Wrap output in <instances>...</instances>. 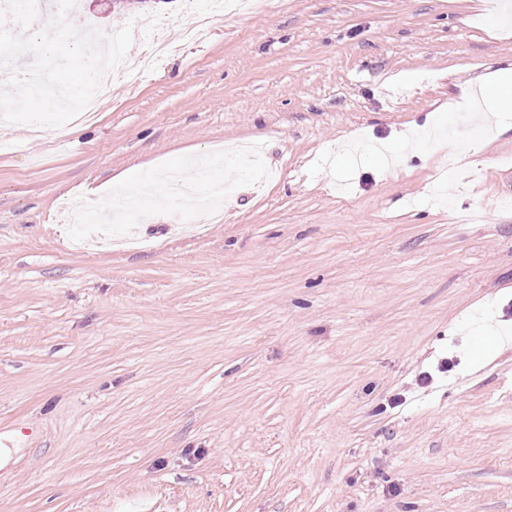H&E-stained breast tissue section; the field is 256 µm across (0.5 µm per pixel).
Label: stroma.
Masks as SVG:
<instances>
[{
    "instance_id": "obj_1",
    "label": "stroma",
    "mask_w": 512,
    "mask_h": 512,
    "mask_svg": "<svg viewBox=\"0 0 512 512\" xmlns=\"http://www.w3.org/2000/svg\"><path fill=\"white\" fill-rule=\"evenodd\" d=\"M502 4L267 0L90 121L0 130V512H512V121L466 119L512 65ZM199 159L222 222L147 198L95 250L58 221Z\"/></svg>"
}]
</instances>
